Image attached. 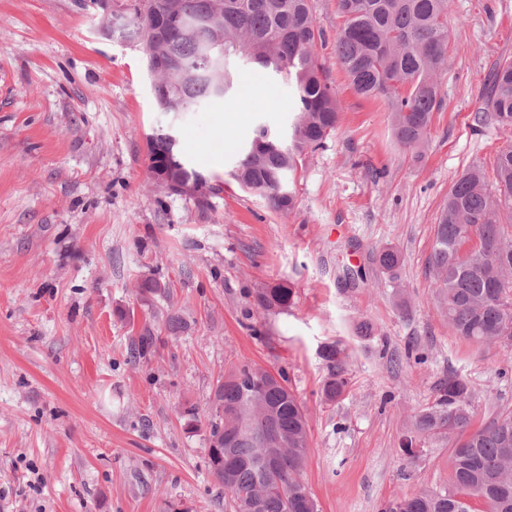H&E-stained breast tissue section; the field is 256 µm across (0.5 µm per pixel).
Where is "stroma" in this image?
<instances>
[{
    "label": "stroma",
    "instance_id": "stroma-1",
    "mask_svg": "<svg viewBox=\"0 0 512 512\" xmlns=\"http://www.w3.org/2000/svg\"><path fill=\"white\" fill-rule=\"evenodd\" d=\"M311 8L339 126L277 212L229 173L256 127L290 128L287 81L240 60L224 99L162 112L139 49L99 35L81 0H0V512H233L208 471L207 424L218 380L242 364L283 372L304 403L319 512H383L448 485V441L412 458L399 446L449 372L471 382L474 426L512 413V349L450 333L425 271L453 182L512 144V129L472 121L512 59V0H451L442 107L418 152L383 100L350 88L335 0ZM167 128L223 180L208 204L151 182L146 137ZM386 248L396 268L377 264ZM148 277L168 297L145 304ZM280 281L292 305L258 309ZM171 313L186 323L175 334ZM147 328L156 348L132 356ZM328 347L348 381L334 402L321 398Z\"/></svg>",
    "mask_w": 512,
    "mask_h": 512
}]
</instances>
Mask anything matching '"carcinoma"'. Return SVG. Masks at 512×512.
<instances>
[{"mask_svg":"<svg viewBox=\"0 0 512 512\" xmlns=\"http://www.w3.org/2000/svg\"><path fill=\"white\" fill-rule=\"evenodd\" d=\"M129 2L131 27L118 31L122 38L144 39L157 13L168 20L156 52L175 67L155 77V103L176 98L196 108L217 98L214 81L199 72L200 36L185 29L186 20L206 16L224 32V51L248 53L293 86L297 116L288 141L255 129L230 172L272 209L290 210L289 177L334 134L340 114L314 53L321 33L311 0ZM448 8L449 0H336V60L356 95L387 102L395 137L406 149L424 145L432 114L442 106L438 75L448 64ZM473 120L512 127V59L491 72ZM159 157L173 158L188 180H206L176 135L164 130L147 137V159ZM469 240L479 247L464 254ZM427 270L453 335L479 346H512V145L500 149L491 166L475 164L455 180L435 225ZM168 293L155 277L139 285L149 303ZM293 295L281 282L257 292L255 302L264 311H283ZM324 357L331 374L322 395L333 402L346 380L337 351ZM471 397L468 379L450 373L434 403L414 416L400 451L413 457L421 438L451 442V479L446 488L401 498L388 512H475L474 501L480 512H512V414L474 429ZM211 406L209 471L234 512H317L301 478L309 449L305 407L286 376L243 365L217 383Z\"/></svg>","mask_w":512,"mask_h":512,"instance_id":"1","label":"carcinoma"}]
</instances>
